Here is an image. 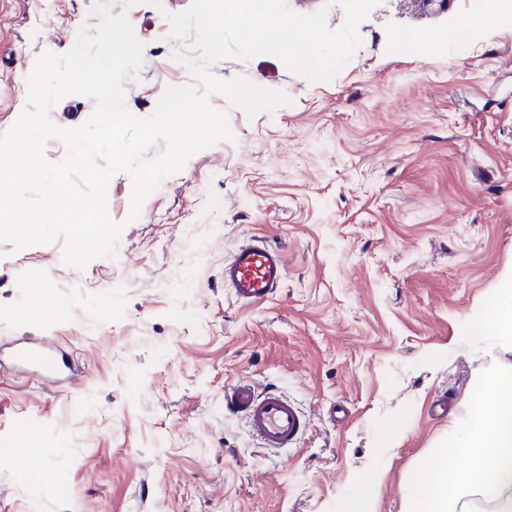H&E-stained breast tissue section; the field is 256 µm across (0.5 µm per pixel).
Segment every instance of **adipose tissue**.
<instances>
[{"label":"adipose tissue","instance_id":"adipose-tissue-1","mask_svg":"<svg viewBox=\"0 0 512 512\" xmlns=\"http://www.w3.org/2000/svg\"><path fill=\"white\" fill-rule=\"evenodd\" d=\"M478 432L468 443L430 457V473L416 477L404 512H461L467 498L479 495L489 512H512V365L482 380L469 398ZM463 457L465 469H448L449 455Z\"/></svg>","mask_w":512,"mask_h":512}]
</instances>
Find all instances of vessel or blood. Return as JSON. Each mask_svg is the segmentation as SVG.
Masks as SVG:
<instances>
[{
	"label": "vessel or blood",
	"instance_id": "1",
	"mask_svg": "<svg viewBox=\"0 0 512 512\" xmlns=\"http://www.w3.org/2000/svg\"><path fill=\"white\" fill-rule=\"evenodd\" d=\"M286 274L281 251L264 240L253 239L239 246L224 263V284L235 300L249 305L272 297ZM224 403L243 417L262 447L278 450L296 444L306 428L297 406L279 392H259L248 380L232 384Z\"/></svg>",
	"mask_w": 512,
	"mask_h": 512
}]
</instances>
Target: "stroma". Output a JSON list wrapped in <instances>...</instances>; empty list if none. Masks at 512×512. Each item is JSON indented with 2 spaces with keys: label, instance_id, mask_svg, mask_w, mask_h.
I'll list each match as a JSON object with an SVG mask.
<instances>
[{
  "label": "stroma",
  "instance_id": "stroma-1",
  "mask_svg": "<svg viewBox=\"0 0 512 512\" xmlns=\"http://www.w3.org/2000/svg\"><path fill=\"white\" fill-rule=\"evenodd\" d=\"M124 8L143 42L126 104L151 114L164 89L194 83L168 15L192 0ZM488 0H381L360 45L329 81L281 59L224 58L210 71L286 94L255 116L220 95L231 139L191 156L130 219L132 180L112 176L123 224L115 258L84 270L62 242L0 243V512H344L366 470L373 512H403L407 483L440 442L475 431L468 400L512 363L487 329L512 299V25L405 48ZM96 0H0V132L24 110L44 52L97 25ZM263 238L286 261L270 299L237 303L224 261ZM66 302V311L43 307ZM47 337L51 365L14 358ZM248 379L293 400L309 421L296 446L259 447L224 391ZM65 448L47 483L18 454Z\"/></svg>",
  "mask_w": 512,
  "mask_h": 512
}]
</instances>
